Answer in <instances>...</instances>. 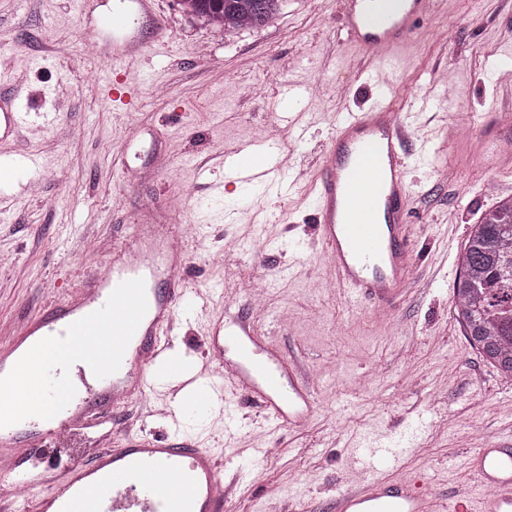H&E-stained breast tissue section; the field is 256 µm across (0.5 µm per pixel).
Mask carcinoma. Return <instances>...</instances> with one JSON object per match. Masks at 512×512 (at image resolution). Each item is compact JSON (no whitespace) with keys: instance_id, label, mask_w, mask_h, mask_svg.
Wrapping results in <instances>:
<instances>
[{"instance_id":"carcinoma-1","label":"carcinoma","mask_w":512,"mask_h":512,"mask_svg":"<svg viewBox=\"0 0 512 512\" xmlns=\"http://www.w3.org/2000/svg\"><path fill=\"white\" fill-rule=\"evenodd\" d=\"M285 0H177L187 15L224 29L257 28ZM454 312L481 356L512 380V197L471 225L459 256Z\"/></svg>"}]
</instances>
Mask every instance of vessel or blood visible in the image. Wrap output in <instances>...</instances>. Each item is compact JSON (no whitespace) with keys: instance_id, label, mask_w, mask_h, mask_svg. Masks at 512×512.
I'll return each instance as SVG.
<instances>
[{"instance_id":"obj_1","label":"vessel or blood","mask_w":512,"mask_h":512,"mask_svg":"<svg viewBox=\"0 0 512 512\" xmlns=\"http://www.w3.org/2000/svg\"><path fill=\"white\" fill-rule=\"evenodd\" d=\"M439 0H341L337 32L365 55L356 81L376 87L361 112L336 118L334 133L317 160L312 180L316 235L329 277L352 301L393 311L416 281L409 243L412 192L407 183L413 127L397 106L395 86L384 76L392 52L419 34L418 23ZM102 24L123 32L113 55L140 59L146 41L165 35L153 0H130L112 9ZM22 115L16 98L0 87V147L18 136ZM512 140V114L486 123L472 162L512 165L501 152ZM274 141L246 142L226 154L224 165L243 181L273 183L283 176ZM287 176V175H284ZM297 182V175L287 176ZM188 238L183 225L142 226L134 245L103 271L87 275L80 291L50 303L0 341V512H225L229 490L211 449L145 436H123L116 419L123 401L153 393L159 375L174 391L183 385L223 394L226 385L289 427L314 413L316 390L297 360L280 364L254 340L255 319L216 320L202 363L185 376L164 331L190 290L185 276ZM84 352L70 363L44 362L55 346ZM73 390L70 398L58 387ZM186 404V397L178 399ZM26 435L31 456L51 462L56 449L71 451L68 470L50 489L24 471L13 449ZM471 467L483 488L479 503L461 492L442 501L418 478L395 484L373 479L339 493L336 512H512V445L486 442Z\"/></svg>"}]
</instances>
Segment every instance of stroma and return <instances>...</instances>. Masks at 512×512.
I'll return each mask as SVG.
<instances>
[{"label":"stroma","mask_w":512,"mask_h":512,"mask_svg":"<svg viewBox=\"0 0 512 512\" xmlns=\"http://www.w3.org/2000/svg\"><path fill=\"white\" fill-rule=\"evenodd\" d=\"M340 0H287L260 29L227 32L189 18L176 0H156L168 37L133 63L104 55L108 30L91 21L94 0H0V82L11 84L25 125L0 153V330L44 304L63 301L85 273L117 256L135 225L151 220L191 224L186 278L200 292L224 286L232 267L238 291L232 312L245 309L256 281L267 282V316L257 330L282 358L301 362L317 389L306 426L279 425L229 387L224 401L186 409L180 421L150 415L164 392L132 400L119 414L130 437H174L212 448L223 465L263 457L236 486L230 512H331L340 491L369 477L364 448L406 437L379 474L420 477L439 498L482 488L470 467L473 448L512 436V381L502 378L466 338L454 314L456 256L471 224L496 197L512 196V169L458 160L447 178L432 176L444 155L420 156L456 127L478 137L491 112L512 113V0H455L423 21L424 36L394 53L390 79L401 95L422 97L425 110L410 146L408 181L415 195L413 257L418 289L391 314L346 302L326 287V261L314 232L305 187L279 195L238 182L224 153L263 138L271 124L307 125L296 145L298 167L314 168L340 112H358L366 95L345 88L360 54L338 39ZM68 46L65 55L56 44ZM452 69L456 96L437 81ZM131 71L138 109L122 111L107 83ZM335 90L315 93L318 77ZM299 81L307 93L282 103ZM143 130L161 148L160 167L123 181L122 147ZM40 151L28 180L38 194L18 192L11 171ZM205 312L181 306L171 335L185 367L198 365L208 328ZM236 411L238 433L226 435Z\"/></svg>","instance_id":"1"}]
</instances>
